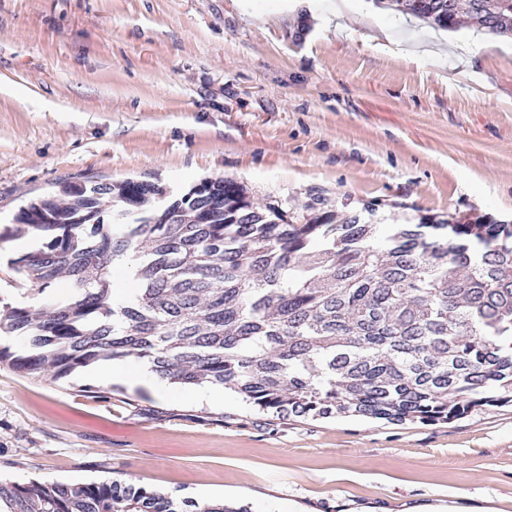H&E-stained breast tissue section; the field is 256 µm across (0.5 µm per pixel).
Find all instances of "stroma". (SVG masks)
Segmentation results:
<instances>
[{
  "label": "stroma",
  "instance_id": "1",
  "mask_svg": "<svg viewBox=\"0 0 512 512\" xmlns=\"http://www.w3.org/2000/svg\"><path fill=\"white\" fill-rule=\"evenodd\" d=\"M296 218L512 224V44L376 0H0V232L86 180L176 199L205 178ZM49 294L0 256V302ZM0 363V479L133 482L254 512H414L455 495L512 512V404L449 423L279 419L174 387L92 401Z\"/></svg>",
  "mask_w": 512,
  "mask_h": 512
}]
</instances>
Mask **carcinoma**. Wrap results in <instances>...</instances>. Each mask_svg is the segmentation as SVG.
<instances>
[{"instance_id": "carcinoma-1", "label": "carcinoma", "mask_w": 512, "mask_h": 512, "mask_svg": "<svg viewBox=\"0 0 512 512\" xmlns=\"http://www.w3.org/2000/svg\"><path fill=\"white\" fill-rule=\"evenodd\" d=\"M452 31L467 17L512 37V0H377ZM148 181L66 185L16 216L39 247L14 269L47 309L0 306L22 349L0 362L57 383L134 356L172 383L207 382L276 417L351 414L390 422L457 419L512 402V225L369 224L308 206L297 224L244 188L207 179L166 208ZM115 212L140 216L105 220ZM136 260L138 288L113 300L112 264ZM136 412L170 417L126 397ZM0 512H250L120 481L80 486L0 480Z\"/></svg>"}]
</instances>
